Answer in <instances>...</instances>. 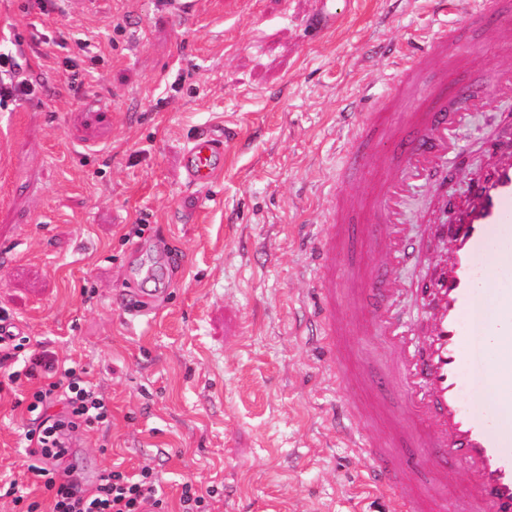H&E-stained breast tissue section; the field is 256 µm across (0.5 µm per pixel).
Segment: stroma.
Segmentation results:
<instances>
[{
    "label": "stroma",
    "instance_id": "35a3bbf8",
    "mask_svg": "<svg viewBox=\"0 0 512 512\" xmlns=\"http://www.w3.org/2000/svg\"><path fill=\"white\" fill-rule=\"evenodd\" d=\"M339 3L335 29L318 32L319 0H199L188 21L165 0H60L45 14L0 0V40L20 37L38 75L34 96L0 109V306L112 404L109 427L79 436L86 480L150 466L172 512L187 480L217 487L213 512H391L345 440L369 425L332 417L343 392L313 325L310 256L327 192L368 194L383 171L375 155L349 173L341 105H378L405 55L456 18L429 0ZM457 54L452 81L512 65V44L469 30ZM487 95L448 159L458 198L512 124V90ZM211 125L235 132L224 173L189 184L182 151ZM433 195L406 199L419 248L389 270L418 334L414 288L446 245ZM143 258L159 286L135 274ZM134 288L150 315L125 312ZM29 418L0 396V477H23Z\"/></svg>",
    "mask_w": 512,
    "mask_h": 512
}]
</instances>
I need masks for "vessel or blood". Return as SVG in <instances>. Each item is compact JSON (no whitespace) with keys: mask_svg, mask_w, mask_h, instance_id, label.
Listing matches in <instances>:
<instances>
[{"mask_svg":"<svg viewBox=\"0 0 512 512\" xmlns=\"http://www.w3.org/2000/svg\"><path fill=\"white\" fill-rule=\"evenodd\" d=\"M451 7L458 27L481 25L492 42L512 41V0H435ZM456 56L455 29L425 42L410 64L392 81V95L359 122L358 141L372 150L387 144L391 163L363 200L343 190L329 193L331 218L315 248V289L319 298L316 321L327 349H335L343 325L336 319V272L330 259L345 242V226L364 209L375 223L401 227V204L416 186L448 176V144L467 112L478 109L484 89L461 84L448 88L444 80L428 81L431 64ZM225 134L220 129L199 132L187 144L182 167L192 183H208L220 173ZM497 161L471 181L465 200L437 192L435 207L452 216L448 228L450 255L445 265L426 277L416 292L426 307L427 340L416 362L400 355L402 341L392 336L377 377H365L372 394L383 383L403 389L410 402L396 415L391 435L370 433L358 446L372 462L369 481L374 491L390 497L395 512H431L433 499L449 500L452 512H512V453L491 412L479 413L464 404L465 389L476 380H491L500 399L512 401V147L496 146ZM351 279L366 286V309L386 306L389 282L378 265L352 263ZM494 289L497 335L504 353L488 359L483 338L486 327L472 328L468 314L482 287ZM416 445L420 455L407 469L390 466L397 448ZM473 470L475 480L459 485L456 469ZM429 474L418 487V471Z\"/></svg>","mask_w":512,"mask_h":512,"instance_id":"b4317fda","label":"vessel or blood"}]
</instances>
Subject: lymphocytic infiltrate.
<instances>
[{"mask_svg":"<svg viewBox=\"0 0 512 512\" xmlns=\"http://www.w3.org/2000/svg\"><path fill=\"white\" fill-rule=\"evenodd\" d=\"M33 81L23 73L20 50L0 44V108L30 95ZM28 336L0 333V384L16 391L29 388L27 412L33 418L24 433L28 480L42 488L43 497L22 495L17 482L4 490L17 512H169L152 468L135 475L118 470L86 482L66 465L76 436L107 424L112 418L108 400L77 366L61 360L49 346L32 350Z\"/></svg>","mask_w":512,"mask_h":512,"instance_id":"f902f5d3","label":"lymphocytic infiltrate"}]
</instances>
